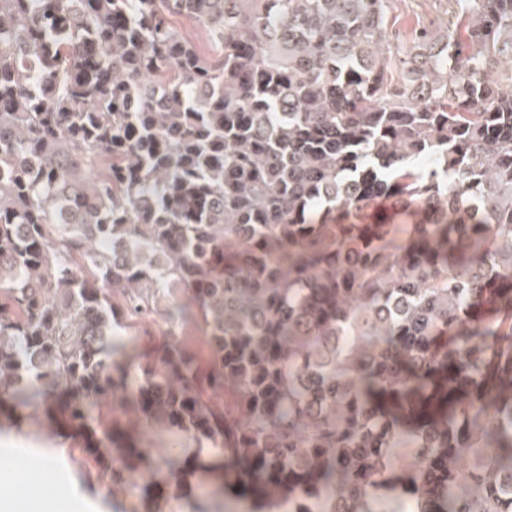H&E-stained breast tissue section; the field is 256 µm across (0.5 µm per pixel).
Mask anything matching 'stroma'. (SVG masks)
<instances>
[{
  "label": "stroma",
  "mask_w": 512,
  "mask_h": 512,
  "mask_svg": "<svg viewBox=\"0 0 512 512\" xmlns=\"http://www.w3.org/2000/svg\"><path fill=\"white\" fill-rule=\"evenodd\" d=\"M396 24L404 30L416 23L439 24L446 15L441 0H399L394 12ZM46 454L54 465L49 475L31 472V456ZM0 468L12 470L27 486L54 482L68 496L64 512H222L223 495L188 474L179 494L156 496L144 488L112 486L109 478L83 450L81 437L70 428L49 427L47 422L23 416L14 427L0 432Z\"/></svg>",
  "instance_id": "35a3bbf8"
}]
</instances>
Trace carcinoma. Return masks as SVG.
<instances>
[{
	"mask_svg": "<svg viewBox=\"0 0 512 512\" xmlns=\"http://www.w3.org/2000/svg\"><path fill=\"white\" fill-rule=\"evenodd\" d=\"M393 2L0 0V428L114 484L208 441L229 512H512V0ZM443 7H446V2L438 0H403L397 3L393 16L396 17V25L408 31L418 21L437 25L448 19ZM180 340L183 341L185 347L195 353L196 359L201 361L203 359L205 350L203 343V333L201 330V324L198 322L196 317L189 316L183 323Z\"/></svg>",
	"mask_w": 512,
	"mask_h": 512,
	"instance_id": "obj_1",
	"label": "carcinoma"
}]
</instances>
